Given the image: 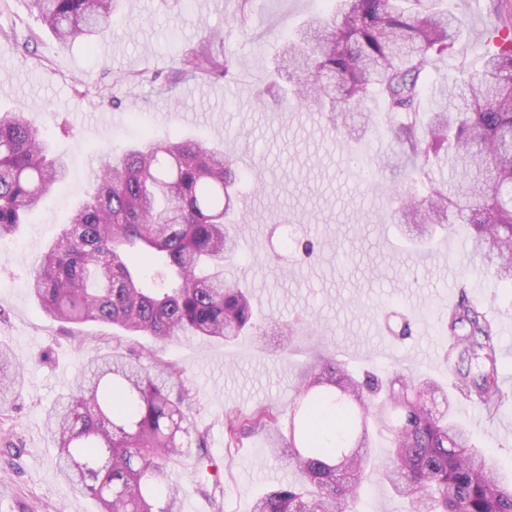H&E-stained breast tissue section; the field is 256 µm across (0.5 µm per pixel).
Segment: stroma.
I'll return each mask as SVG.
<instances>
[{"label":"stroma","instance_id":"obj_1","mask_svg":"<svg viewBox=\"0 0 512 512\" xmlns=\"http://www.w3.org/2000/svg\"><path fill=\"white\" fill-rule=\"evenodd\" d=\"M446 5L463 21V35L433 69L435 83L478 69L482 28L499 23L492 0ZM333 7L334 0H255L242 30L234 23L238 0H119L105 38L93 46L58 43L26 0L0 10V28L38 38L28 55L0 51V110L25 109L69 166L66 183L0 240V345L24 371L18 393L0 406V512H97L93 499L61 481L44 413L84 364L114 348L134 351L147 366L186 371L196 392L192 420L223 466L224 512H252L272 487L298 480L287 457L270 453L266 433L228 446L227 412L261 405L288 412L305 371L329 356L352 369L406 368L448 383L438 316L460 289L497 323L499 380L512 396V289L478 269L467 227L449 225L420 256L394 217L408 174L397 147L377 132L349 142L315 108H279L253 95L285 35ZM211 32L223 35L237 61L228 78L187 77L161 92L152 77L173 68L176 47ZM108 95L119 106L105 105ZM145 128L159 140L190 138L237 158L241 248L224 274L248 288L255 312L267 316L259 333L231 343L131 338L108 324L63 326L29 295V271L84 198L90 163L105 148L137 141ZM307 239L316 245L309 259L299 248ZM405 320L412 333L398 335ZM279 323L292 325L293 336H280ZM458 409L474 442L512 472V399L492 417L470 404ZM355 510L405 512V505L373 467Z\"/></svg>","mask_w":512,"mask_h":512}]
</instances>
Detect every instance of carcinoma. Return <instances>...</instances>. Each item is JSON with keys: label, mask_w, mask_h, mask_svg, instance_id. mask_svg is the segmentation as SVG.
I'll list each match as a JSON object with an SVG mask.
<instances>
[{"label": "carcinoma", "mask_w": 512, "mask_h": 512, "mask_svg": "<svg viewBox=\"0 0 512 512\" xmlns=\"http://www.w3.org/2000/svg\"><path fill=\"white\" fill-rule=\"evenodd\" d=\"M116 2L28 0L57 39L89 42L105 31ZM460 27L443 0H336L334 12L310 16L285 39L256 96L280 98L287 83L297 107H317L346 137L355 133L354 116L373 123L371 105L381 101L384 133L410 174L452 175L429 181L424 193H397L409 234L422 240L450 222L467 224L486 271L512 285V151L504 148L512 135V38L486 53L464 90L435 86L433 107L423 93L426 70L448 54ZM0 50L26 51L28 42L0 30ZM231 66L204 38L181 48L176 67L154 80L225 77ZM67 176V162L23 109L0 111V237L15 234ZM239 178L232 156L188 139L160 142L146 133L120 152H103L87 198L31 269L29 294L58 321L110 324L131 336L232 342L258 330L251 293L224 277V263L239 252L230 218ZM440 323L456 391L497 412L508 394L499 382L495 320L463 284ZM20 378L0 350V402ZM297 396L286 434L270 406L226 416L230 445L276 430L274 453H286L302 479L258 498L252 512H353L372 430L389 438L383 475L407 512H512V475L470 442L453 398L433 380L398 369L359 379L327 360L304 376ZM194 398L172 365L146 367L120 352L89 361L44 419L63 482L96 500L99 512H180L186 488L167 473L187 459L197 492L224 512L208 490L217 464L191 420Z\"/></svg>", "instance_id": "carcinoma-1"}]
</instances>
